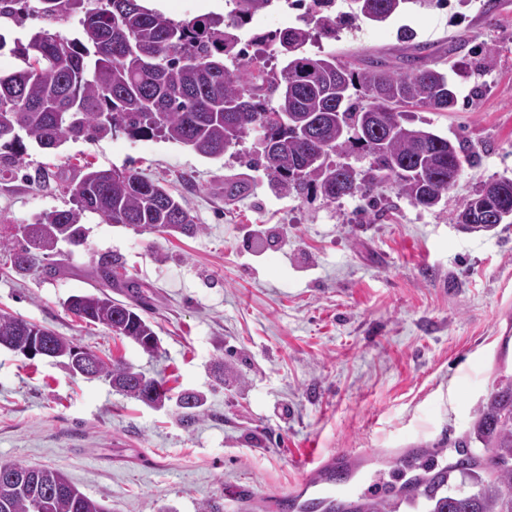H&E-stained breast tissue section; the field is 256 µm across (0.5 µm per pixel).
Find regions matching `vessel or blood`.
<instances>
[{"mask_svg": "<svg viewBox=\"0 0 512 512\" xmlns=\"http://www.w3.org/2000/svg\"><path fill=\"white\" fill-rule=\"evenodd\" d=\"M362 448H343L337 451L335 459L320 463L316 458L305 457L300 462L304 478L293 491L278 496V512H335L343 503L359 504L378 499L382 491L376 483L369 482L363 487H354L358 471L352 468L353 459L365 456ZM399 474L398 493L405 498H415L421 493L428 476L445 472L442 461H432L430 466H409L403 460L393 463Z\"/></svg>", "mask_w": 512, "mask_h": 512, "instance_id": "vessel-or-blood-1", "label": "vessel or blood"}]
</instances>
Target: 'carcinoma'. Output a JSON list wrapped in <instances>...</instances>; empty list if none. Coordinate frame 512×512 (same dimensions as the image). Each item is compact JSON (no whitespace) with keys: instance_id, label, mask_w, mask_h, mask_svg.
Wrapping results in <instances>:
<instances>
[{"instance_id":"obj_1","label":"carcinoma","mask_w":512,"mask_h":512,"mask_svg":"<svg viewBox=\"0 0 512 512\" xmlns=\"http://www.w3.org/2000/svg\"><path fill=\"white\" fill-rule=\"evenodd\" d=\"M438 6L443 0H350L336 11V0H312L314 26L256 33L250 53L239 47V31L280 0H227V14L209 13L175 22L141 0H39L38 13L62 21L80 16V28L63 35L35 32L15 39L23 67L0 76V113L17 112L22 122L0 129V150L20 163L27 136L43 150L70 139L95 141L116 132L161 138L216 158L252 131L262 135V156L269 186L301 193L318 190L332 203L344 198H375L388 188L411 204L434 209L448 194L477 151L455 144L431 129L412 124L410 110L448 112L458 97L448 76L429 66L434 52L416 45L406 55L410 72L400 73L370 59L358 66L334 52L311 55L307 43L334 40L339 30L363 18L385 22L407 4ZM28 0H0V22L15 26L29 15ZM279 46L281 67L264 55ZM339 160H330L331 156ZM355 157L360 165L348 161ZM87 170L71 189V207L42 213L23 229L26 242L14 252L20 270L30 266L33 243L44 255L64 239L81 245L85 213L137 230L195 235L201 227L164 186L137 172L113 171L91 179ZM512 201V179H491L457 209L456 223L470 232L490 231L509 216L501 198ZM103 286L120 283L112 258L99 261ZM79 317L101 324L147 353L158 349L153 326L135 307L108 294H84L68 305ZM48 337L52 357L69 361L80 374L78 355L92 356L96 377L105 376L116 391L148 406L171 401L164 381L135 370L122 360L105 361L54 332L21 317L0 314V346L19 351L33 331ZM203 398L179 395L181 420H199ZM448 474L428 484L418 512H512V374L496 378L488 398L473 411L466 435L455 443ZM18 481L0 493V512H106L54 469L0 464V474ZM398 497L342 512H400Z\"/></svg>"}]
</instances>
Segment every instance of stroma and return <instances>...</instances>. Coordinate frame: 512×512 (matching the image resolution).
<instances>
[{"label":"stroma","instance_id":"stroma-1","mask_svg":"<svg viewBox=\"0 0 512 512\" xmlns=\"http://www.w3.org/2000/svg\"><path fill=\"white\" fill-rule=\"evenodd\" d=\"M488 1L413 4L306 46L375 54L402 72L404 32L436 48L459 103L413 122L480 156L448 206L423 209L389 188L370 217L357 198L273 191L246 164L261 151L256 132L217 158L119 132L51 152L30 142L23 170L0 165V313L206 398L186 427L175 406L148 407L61 361L0 347V463L61 471L108 512H202L211 501L274 512L302 478L297 458L313 451L372 449L359 470L386 476L390 492V461L409 449L438 447L454 461L474 409L512 373V223L469 233L453 221L480 184L512 178V0H492L490 12ZM484 46L496 51L488 68ZM88 164L166 185L200 232L139 233L87 213L83 245L59 243L15 269L21 227L69 208ZM228 179L242 185L233 200ZM104 256L127 285L103 288ZM102 289L153 323L157 354L68 310L71 296ZM221 363L231 376L219 377Z\"/></svg>","mask_w":512,"mask_h":512}]
</instances>
